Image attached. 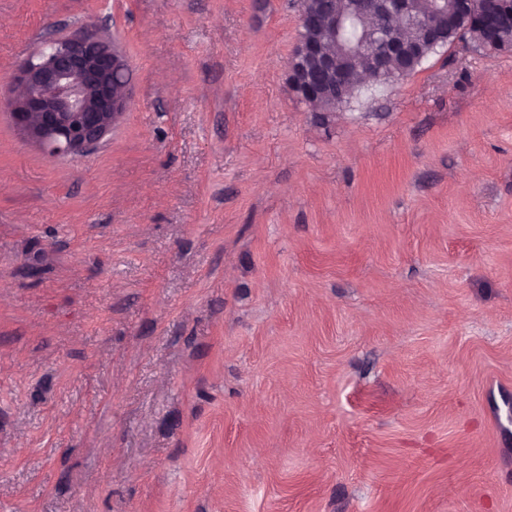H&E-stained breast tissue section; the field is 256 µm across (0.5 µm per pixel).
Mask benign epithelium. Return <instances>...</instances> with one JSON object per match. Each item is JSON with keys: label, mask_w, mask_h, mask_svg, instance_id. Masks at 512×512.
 I'll list each match as a JSON object with an SVG mask.
<instances>
[{"label": "benign epithelium", "mask_w": 512, "mask_h": 512, "mask_svg": "<svg viewBox=\"0 0 512 512\" xmlns=\"http://www.w3.org/2000/svg\"><path fill=\"white\" fill-rule=\"evenodd\" d=\"M417 0H342L325 10L317 0L301 9L300 26L310 35L299 40L290 60L288 80L298 97L317 108L345 101L355 84L354 66L369 61L365 77L376 80L395 63L408 68L425 45L443 42L446 26L465 19L491 36L503 14H512V0H441L437 23L418 13ZM365 36L333 52L326 36L341 34L365 19ZM388 18L418 33L415 42L398 38L392 28L378 24ZM127 61L115 41L84 27L68 37L43 42L20 66V92L8 102L13 124L38 143L51 158L75 157L104 141L131 102L123 80Z\"/></svg>", "instance_id": "7a95c632"}]
</instances>
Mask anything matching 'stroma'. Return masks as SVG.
Wrapping results in <instances>:
<instances>
[{"label": "stroma", "instance_id": "stroma-1", "mask_svg": "<svg viewBox=\"0 0 512 512\" xmlns=\"http://www.w3.org/2000/svg\"><path fill=\"white\" fill-rule=\"evenodd\" d=\"M299 0H0V512H512V51L333 112ZM110 35L86 154L19 65ZM127 70L114 39L92 28L44 41L18 70L12 122L51 159L82 155L128 110Z\"/></svg>", "mask_w": 512, "mask_h": 512}]
</instances>
